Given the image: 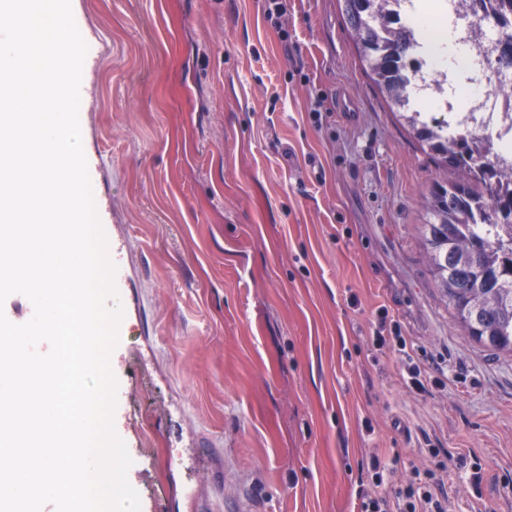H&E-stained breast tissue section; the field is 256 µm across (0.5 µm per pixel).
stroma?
<instances>
[{
  "label": "stroma",
  "mask_w": 512,
  "mask_h": 512,
  "mask_svg": "<svg viewBox=\"0 0 512 512\" xmlns=\"http://www.w3.org/2000/svg\"><path fill=\"white\" fill-rule=\"evenodd\" d=\"M74 0L83 147L128 250L113 421L141 512H357L369 458L512 512V356L456 323L422 247L447 178L337 0ZM444 373L423 396L378 336ZM438 456H431V449Z\"/></svg>",
  "instance_id": "stroma-1"
}]
</instances>
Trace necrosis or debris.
I'll list each match as a JSON object with an SVG mask.
<instances>
[{"label": "necrosis or debris", "instance_id": "necrosis-or-debris-1", "mask_svg": "<svg viewBox=\"0 0 512 512\" xmlns=\"http://www.w3.org/2000/svg\"><path fill=\"white\" fill-rule=\"evenodd\" d=\"M498 38L496 28L483 26L478 31L461 27L458 42L464 47L470 66L485 65L484 76L479 80L463 78L448 82L447 71L455 70L456 58H448L425 65L412 75L410 87L415 96L429 99L438 110L451 112L452 129H469L479 133L482 141L495 145L501 158L512 157V97L499 95L494 90L497 78L489 64L494 55L492 48ZM465 95L467 106L458 110L454 100Z\"/></svg>", "mask_w": 512, "mask_h": 512}]
</instances>
